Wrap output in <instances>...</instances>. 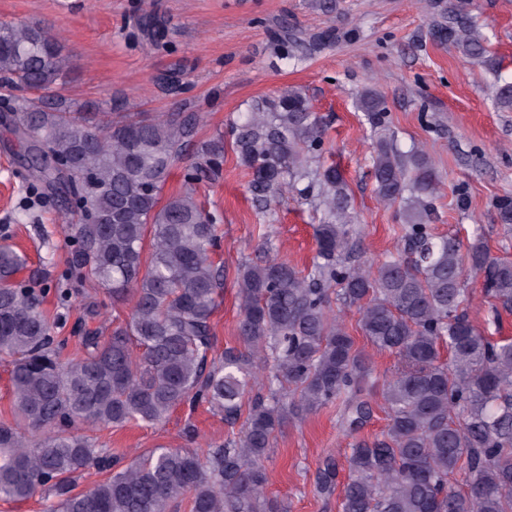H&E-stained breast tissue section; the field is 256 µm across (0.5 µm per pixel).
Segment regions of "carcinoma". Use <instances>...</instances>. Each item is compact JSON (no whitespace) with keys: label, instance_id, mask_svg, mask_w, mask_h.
Returning <instances> with one entry per match:
<instances>
[{"label":"carcinoma","instance_id":"cac0c4a2","mask_svg":"<svg viewBox=\"0 0 512 512\" xmlns=\"http://www.w3.org/2000/svg\"><path fill=\"white\" fill-rule=\"evenodd\" d=\"M452 34L465 55L484 57L479 38ZM68 70L59 39L43 27L0 23L1 88L48 92ZM358 104L373 124H385L386 102L376 91L362 90ZM6 126L23 131L19 143L44 158L29 168L39 198L57 202L65 190L63 229L77 246L72 276L95 278L112 307L131 308L108 336L90 325L99 312L89 310L74 330L83 355L65 361L68 339L54 336L42 289L17 281L24 260L0 244V359L11 365L14 402L13 423L0 424V499L24 501L47 490L54 500L44 512H170L187 496L191 512H288L287 503L267 496L265 468L288 419L334 403L355 434L371 419L378 393L388 427L350 448L340 512H512V341L471 323L464 288L465 272L481 276L495 307L512 312V259L492 256L478 237L464 248L432 233L440 177L424 152L377 145L376 193L402 204L405 246L375 266L349 262L342 173L317 171L324 214L314 228L311 268L276 258L240 265V346L210 360L224 270L211 258L216 217L198 203L193 185L219 167L224 147H202L184 190L162 204L170 170L195 135L180 113L101 122L33 98L7 110ZM232 136L252 173L250 191L266 207L306 177L302 155L322 152L325 127L291 88L256 103ZM333 294L356 308L374 349L398 358L400 367L383 382L333 314ZM269 362L268 394L256 396L244 417L243 399ZM198 402L227 424H241L237 436L205 448H157L117 470L81 434L89 426L158 425L177 406ZM91 468L108 476L76 490L78 475ZM451 474L461 476L465 491L448 486ZM337 476L329 456L316 475L317 494L331 496Z\"/></svg>","mask_w":512,"mask_h":512}]
</instances>
